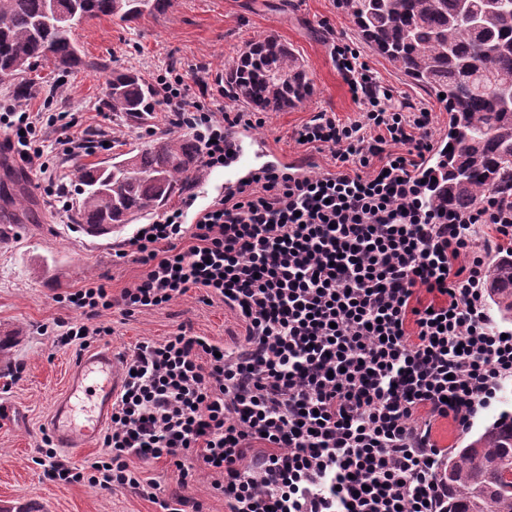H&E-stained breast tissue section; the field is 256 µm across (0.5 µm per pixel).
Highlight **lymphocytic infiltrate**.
<instances>
[{"label": "lymphocytic infiltrate", "mask_w": 512, "mask_h": 512, "mask_svg": "<svg viewBox=\"0 0 512 512\" xmlns=\"http://www.w3.org/2000/svg\"><path fill=\"white\" fill-rule=\"evenodd\" d=\"M330 55L362 117L318 112L295 135L329 151L332 170L258 169L190 224L187 194L119 251L144 267L138 281L117 296L102 282L59 296L76 314L59 340L83 349L112 333L101 312L130 317L193 288L235 312L245 335L220 346L182 324L139 341L121 357L125 383L101 454L79 468L43 437L45 479L130 488L182 512L185 499L161 497L135 466L166 461L184 486L217 474L228 512H443L448 451L435 424L468 430L512 380V331L492 325L483 295V254L512 245V207L493 194L465 211L433 205L429 110L395 103L350 45ZM154 82L205 169L223 167L227 129L263 122L215 111L207 85L173 67ZM76 125L70 113L0 98V132L48 178V203L64 216L71 191L52 176L84 146ZM481 224L494 234L478 248Z\"/></svg>", "instance_id": "obj_1"}]
</instances>
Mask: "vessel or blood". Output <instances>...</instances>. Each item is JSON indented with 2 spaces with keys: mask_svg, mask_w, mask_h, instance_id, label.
<instances>
[{
  "mask_svg": "<svg viewBox=\"0 0 512 512\" xmlns=\"http://www.w3.org/2000/svg\"><path fill=\"white\" fill-rule=\"evenodd\" d=\"M232 153L224 164V184L233 186L248 178L266 148L243 128L231 132ZM124 375L111 348L83 354L69 373L65 392L54 404L47 428L58 447L92 446L109 421L112 402L121 391Z\"/></svg>",
  "mask_w": 512,
  "mask_h": 512,
  "instance_id": "1",
  "label": "vessel or blood"
}]
</instances>
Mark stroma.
Here are the masks:
<instances>
[{"instance_id":"obj_1","label":"stroma","mask_w":512,"mask_h":512,"mask_svg":"<svg viewBox=\"0 0 512 512\" xmlns=\"http://www.w3.org/2000/svg\"><path fill=\"white\" fill-rule=\"evenodd\" d=\"M268 36L287 42L302 56L313 82L312 95L302 103L264 113L256 132L274 149L309 156L317 172L331 169L329 153L306 152L293 133L321 111L343 121L358 116L360 107L330 58L334 40L358 45L382 85L398 98L428 108L435 138L447 133L448 114L439 97L361 45L341 0H170L165 10L131 21L100 17L78 26L75 43L86 57L104 62V69L62 75L52 64L36 66L32 76L44 91L30 98L32 109L77 113L81 129L89 131L93 141L89 152L58 169V179L73 184L78 166L110 163L115 154L141 149L168 129L164 111L154 127L147 128L115 119L104 108L112 71L134 69L148 78L171 64L211 84L247 42ZM7 175L30 183L35 207L28 224L0 226V332L24 330L12 350L11 370L0 371V409L11 412L8 421L0 423V512H158L157 504L128 488L48 481L35 462L48 416L79 357L78 345L57 341L58 321L71 320L73 314L56 298L94 281L108 283L117 294L136 281L143 267L116 258L115 251L137 226L91 237L61 223L47 205L46 181L23 169L0 142V179ZM100 319L111 325L108 345L119 355L143 339L163 340L183 323L223 345L244 333L237 315L222 301L204 303L195 289L169 305L129 318L113 309L102 312ZM139 468L144 477L160 484L165 496L187 498L198 512H226L223 496L212 487L213 473L200 472L193 485L184 487L172 465L143 462Z\"/></svg>"}]
</instances>
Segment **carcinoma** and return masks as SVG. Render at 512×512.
I'll return each mask as SVG.
<instances>
[{"label":"carcinoma","instance_id":"obj_1","mask_svg":"<svg viewBox=\"0 0 512 512\" xmlns=\"http://www.w3.org/2000/svg\"><path fill=\"white\" fill-rule=\"evenodd\" d=\"M49 0H0V82L13 83L23 98L35 87L27 78L35 66L60 57L68 69L100 68L85 60L73 30L91 18L134 19L163 9L168 0H56L69 16H47ZM363 41L395 69L437 94L448 111L446 167L432 192L435 205L465 210L488 193L512 200V0H342ZM288 71V82L272 76ZM229 97L265 112L303 102L313 93L302 58L273 38L252 41L227 68ZM105 106L126 121L143 125L160 103L151 83L132 70L114 71ZM197 146L178 135L152 144L110 165H85L71 210L73 223L92 236L156 213L186 182L197 177ZM19 223L32 217L28 188L15 182L0 188ZM491 305L512 319V254L487 265ZM23 337L19 328L0 337V364ZM448 484L447 512H512V414L503 413L461 448L441 469Z\"/></svg>","mask_w":512,"mask_h":512}]
</instances>
